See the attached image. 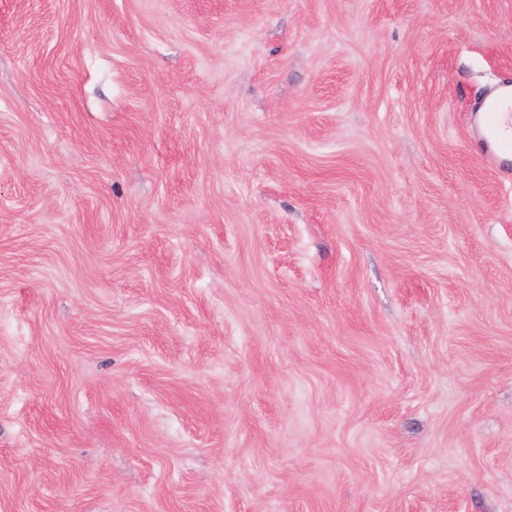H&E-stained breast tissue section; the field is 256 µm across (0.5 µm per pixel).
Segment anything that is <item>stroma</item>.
Listing matches in <instances>:
<instances>
[{
	"label": "stroma",
	"mask_w": 512,
	"mask_h": 512,
	"mask_svg": "<svg viewBox=\"0 0 512 512\" xmlns=\"http://www.w3.org/2000/svg\"><path fill=\"white\" fill-rule=\"evenodd\" d=\"M512 0H0V512H512ZM483 124L486 141L491 145L493 153L500 164L509 165L512 162V136L500 134L502 122V101L492 98L482 106Z\"/></svg>",
	"instance_id": "stroma-1"
}]
</instances>
